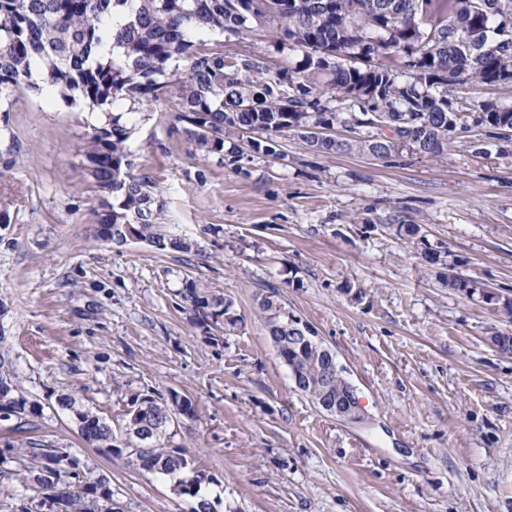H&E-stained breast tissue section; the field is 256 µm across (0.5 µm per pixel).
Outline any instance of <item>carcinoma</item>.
Returning <instances> with one entry per match:
<instances>
[{
	"label": "carcinoma",
	"instance_id": "carcinoma-1",
	"mask_svg": "<svg viewBox=\"0 0 512 512\" xmlns=\"http://www.w3.org/2000/svg\"><path fill=\"white\" fill-rule=\"evenodd\" d=\"M477 18L482 39L473 42ZM246 31L301 53L300 64L271 72L204 40L219 32L230 42ZM361 54L373 56V70L350 64ZM466 84H512V0H0V99L57 91L106 115L84 134L81 166L98 199V223L122 245L132 235L160 251L189 250L166 233L155 183L134 173L128 118L161 100L176 98L182 134L204 156L254 132L261 136L255 153L274 151L277 139L296 134L316 154L356 148L387 158L375 122L412 138L424 154H443L452 134L473 125L508 153L512 104L462 95L456 86ZM370 86L373 96L357 94ZM338 125L349 129L350 141L328 139ZM183 298L203 320L225 317L231 307L194 284ZM263 309L278 355L298 372L299 389L316 404L336 398V386L324 388L320 376L321 344H289L292 317L269 299ZM139 402L149 414L133 422L127 413L117 431L72 397L57 405L92 447L110 453L121 444L132 464L198 497L202 474L167 446L178 421L171 404L153 396ZM2 407L20 420L40 409L16 395L12 381L0 389ZM28 454L34 466L24 481L35 496L69 512H115L105 479L79 491L61 480L69 452L33 446Z\"/></svg>",
	"mask_w": 512,
	"mask_h": 512
}]
</instances>
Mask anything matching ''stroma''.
I'll use <instances>...</instances> for the list:
<instances>
[{
	"mask_svg": "<svg viewBox=\"0 0 512 512\" xmlns=\"http://www.w3.org/2000/svg\"><path fill=\"white\" fill-rule=\"evenodd\" d=\"M208 40L272 70L300 59L258 32ZM175 108L136 115L130 146L186 252L99 238L76 153L98 114L28 91L0 102V354L43 407L24 430L0 419V512H61L23 482L31 442L106 478L122 512H193L197 498L89 447L56 405L76 397L116 427L138 397L174 393L193 415L170 445L217 512H512V352L491 342L512 334V154L474 127L440 157L317 155L295 135L274 156L204 157ZM192 281L231 300L229 319L196 320ZM267 298L335 355L357 419L297 388Z\"/></svg>",
	"mask_w": 512,
	"mask_h": 512,
	"instance_id": "stroma-1",
	"label": "stroma"
}]
</instances>
